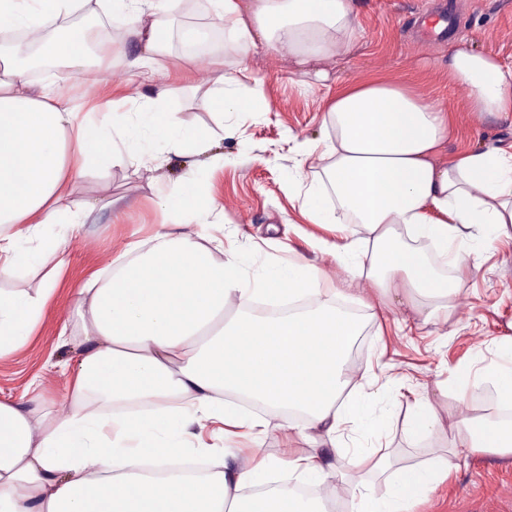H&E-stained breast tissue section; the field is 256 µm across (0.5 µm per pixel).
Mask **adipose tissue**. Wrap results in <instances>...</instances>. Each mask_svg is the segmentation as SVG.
<instances>
[{
	"mask_svg": "<svg viewBox=\"0 0 512 512\" xmlns=\"http://www.w3.org/2000/svg\"><path fill=\"white\" fill-rule=\"evenodd\" d=\"M86 0H0V33H23L55 65L79 67L87 81L111 56L86 60L82 29L45 33L51 18L67 17ZM181 0H104L128 39L141 47L124 64L132 80L121 110L80 112L50 84L34 86L28 55L0 53V274L41 267L57 247L59 224L75 232L88 211L65 202L72 175L91 166L161 167L166 153L193 155L206 136L173 110L172 93L142 86L157 77L156 56L170 33L163 17ZM211 24L224 28L239 50L233 70L216 78L207 106L216 115L259 112L248 93L246 60L266 46L323 83L319 62L347 56L358 37L353 0H208ZM448 74L465 89L470 111L512 115V66L492 53L457 45ZM454 116L426 103L405 85L367 80L337 90L326 109L327 135L302 148L296 171L310 156L322 163L302 211L310 223L338 233L328 249L351 280L372 267L389 293L403 272L420 298L451 302L458 290L440 277L401 233L430 240L462 270L477 264L475 244L512 237V152L475 146L442 152ZM206 170L189 163L158 207L175 221L113 257L112 275L80 291L77 312L84 346L64 410L0 401V512H328L322 498L305 496L272 474L287 470L318 486L340 485L350 512H407L412 498L449 480L453 464L441 454L430 467L396 465L381 450L346 446L347 429L375 431L372 397L347 367L362 318L322 298L318 268L275 263L245 276L223 243L207 247L214 207L201 198ZM195 224L190 236L178 224ZM373 238L365 254L353 225ZM0 289V359L22 348L54 291ZM308 298L307 310L256 318L253 300ZM463 392L493 391L512 407V341L494 361L465 372ZM285 407L280 427L304 449L283 459L231 460L229 448L199 443L216 429L222 440L261 443L270 423L242 411L230 395ZM470 453L512 455V421L465 414L451 425ZM328 440L336 451L318 450Z\"/></svg>",
	"mask_w": 512,
	"mask_h": 512,
	"instance_id": "1",
	"label": "adipose tissue"
}]
</instances>
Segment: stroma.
Wrapping results in <instances>:
<instances>
[{"mask_svg":"<svg viewBox=\"0 0 512 512\" xmlns=\"http://www.w3.org/2000/svg\"><path fill=\"white\" fill-rule=\"evenodd\" d=\"M444 4L457 19L458 40L496 54L512 64V0H427ZM415 0H354L361 36L346 57L322 62L327 84L305 87L279 56L258 49L248 62L252 91L264 100L261 112H241L216 120L205 97L216 77L237 58L234 42L199 57L185 51L180 41L170 43L156 59L166 83L176 94L175 108L183 123L209 133L210 142L199 163L208 168L202 188L211 199L224 226V250L241 255L245 264L266 261L298 262L318 267L320 287L342 298L347 308L364 316L365 325L350 354L349 368L366 392L373 396L380 436L347 432L349 446L382 443L399 459L426 460L449 448L448 432L417 435L407 421L418 396L429 395L443 423L461 410L484 419L499 417L490 397L455 399L456 384L476 352L492 357L497 341L512 338V238L496 241L485 252L477 270L442 267L459 293L451 308L437 312L421 324L406 299L383 296L371 280L350 282L322 241L335 234L324 224L308 223L301 209L305 186L292 182L298 147L324 138V109L336 89L379 77L404 81L424 99L454 112L456 125L447 150L512 145V116L497 118L470 112L465 93L448 76V43L431 38L433 16L418 13ZM130 79L123 64L105 69L101 82L89 86L81 78L65 81L61 96L72 104L119 100ZM232 156L227 165L212 164L215 154ZM187 166L171 153L161 169L130 166L92 167L71 179L67 201L72 208L92 205L93 213L78 234L55 227L63 237V269L42 321L27 345L0 360V400L26 403L28 386L39 380L43 397L55 408L67 399L69 382L81 356V333L75 312L79 291L95 273L106 267L127 243L146 238L170 218L156 204L158 191L172 188ZM120 196L129 209L115 219L107 202ZM70 335L61 344L60 333ZM253 413L273 427L259 448L248 441L236 452L256 457H285L295 446L277 429L279 409L253 406ZM411 512H512V457L468 456L450 483L412 503Z\"/></svg>","mask_w":512,"mask_h":512,"instance_id":"obj_1","label":"stroma"}]
</instances>
